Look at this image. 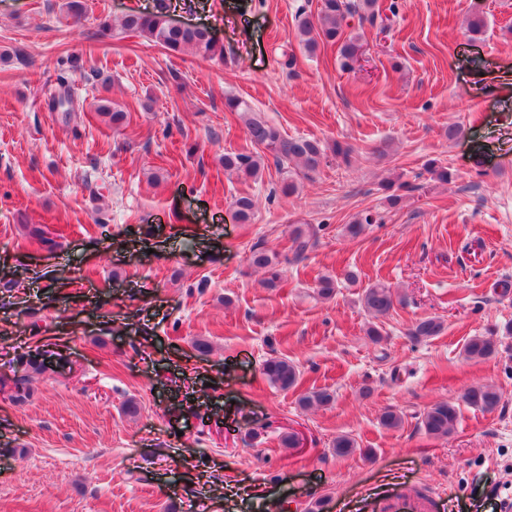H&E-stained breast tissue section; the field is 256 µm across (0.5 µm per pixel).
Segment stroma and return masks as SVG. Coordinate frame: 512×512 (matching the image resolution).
<instances>
[{"label": "stroma", "instance_id": "35a3bbf8", "mask_svg": "<svg viewBox=\"0 0 512 512\" xmlns=\"http://www.w3.org/2000/svg\"><path fill=\"white\" fill-rule=\"evenodd\" d=\"M66 2L0 0V376L28 353L44 362L26 402L0 397V512H267L274 500L365 512L396 483L431 493L433 512H512V0H395L385 27L361 31L350 70L334 49H304L306 0H177L170 21L209 28L220 58L96 37L156 0H82L77 20ZM64 88L68 116L52 108ZM230 97L287 136L352 153L328 155L290 197L273 160L256 180L226 175L225 153L246 144ZM103 100L134 106L131 127L99 115ZM397 174L419 189L393 207L381 184ZM240 195L255 202L247 224ZM367 211L377 223L350 235ZM303 224L321 232L297 262ZM257 243L280 262L277 288L250 263ZM323 276L339 280L327 300ZM377 282L394 308L374 321L359 299ZM423 317L445 329L411 341ZM492 333L497 354L465 361V341ZM274 356L298 366L297 388L267 381ZM479 383L500 390L494 411L462 406L451 436L425 434L430 405ZM312 388L333 403L300 408ZM389 407L400 428L381 426ZM340 435L358 451L336 456Z\"/></svg>", "mask_w": 512, "mask_h": 512}]
</instances>
